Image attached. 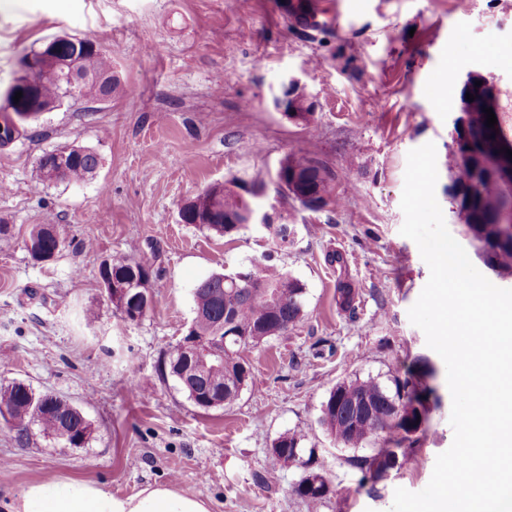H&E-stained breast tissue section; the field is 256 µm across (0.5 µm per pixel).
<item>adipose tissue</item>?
I'll return each instance as SVG.
<instances>
[{"label": "adipose tissue", "instance_id": "adipose-tissue-1", "mask_svg": "<svg viewBox=\"0 0 512 512\" xmlns=\"http://www.w3.org/2000/svg\"><path fill=\"white\" fill-rule=\"evenodd\" d=\"M8 512H211L202 497L169 484L148 485L130 495L112 494L81 478L54 475L27 484L9 503Z\"/></svg>", "mask_w": 512, "mask_h": 512}]
</instances>
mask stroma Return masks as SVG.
Instances as JSON below:
<instances>
[{"instance_id":"obj_1","label":"stroma","mask_w":512,"mask_h":512,"mask_svg":"<svg viewBox=\"0 0 512 512\" xmlns=\"http://www.w3.org/2000/svg\"><path fill=\"white\" fill-rule=\"evenodd\" d=\"M281 0H8L0 9V88L23 53L54 36L90 37L112 58L110 101L69 100L30 136L0 149V386L12 381L76 406L92 425L68 448L31 425L18 441L0 420V512L47 475L103 484L116 495L171 483L211 512H308L293 492L302 470L274 460L273 442L300 436L323 462L331 492L317 512H389L396 488L423 490L453 441L442 358L408 317L429 279L417 245L401 235L408 152L437 150V201L452 236L486 269L448 199L451 119L467 72L493 78L512 137V0H317L321 28L303 34ZM316 95L310 122L271 101L284 76ZM79 145L101 156L79 183L41 182L46 151ZM311 152L331 174L334 204L311 211L281 194L289 154ZM265 184L295 237L250 224L222 237L180 222L184 201L209 185ZM35 224L59 230L50 262L31 258ZM131 255L149 271L152 304L125 321L104 294L101 263ZM271 256L305 287V317L288 335L251 349L252 376L232 406L204 411L158 359L185 335L193 290ZM342 263H334V256ZM351 289L352 306L341 289ZM434 370L440 405L402 469L373 484L320 423L337 384L386 381L416 361ZM274 472L271 484L256 482Z\"/></svg>"}]
</instances>
